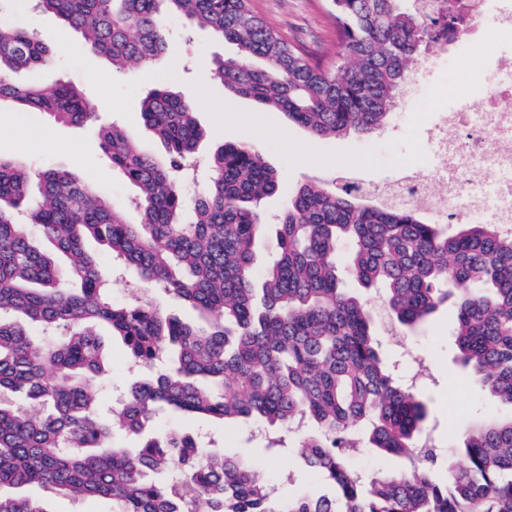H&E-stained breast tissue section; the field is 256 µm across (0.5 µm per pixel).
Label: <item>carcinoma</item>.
Wrapping results in <instances>:
<instances>
[{
    "label": "carcinoma",
    "mask_w": 512,
    "mask_h": 512,
    "mask_svg": "<svg viewBox=\"0 0 512 512\" xmlns=\"http://www.w3.org/2000/svg\"><path fill=\"white\" fill-rule=\"evenodd\" d=\"M332 3L334 61L284 39L251 0L33 7L59 16L119 69L161 62L169 17L209 28L240 49L212 69L226 105L249 98L324 139L375 134L435 31L413 0ZM51 63L50 46L0 11V109L94 121L97 104L73 82L15 80ZM141 117L165 143L167 163L115 126L100 130L101 151L133 188L131 219L66 169L0 156V393L33 402L26 409L0 400V512H49L4 492L26 485L97 498L106 512H512V233L479 223L450 233L419 210L310 180L288 194L276 251L258 272L260 203L281 191L276 170L244 143L219 146L186 222V182L202 137L194 103L161 86L143 99ZM89 238L204 322L167 316L151 301L113 299L109 274L83 248ZM342 240L351 243L343 271ZM367 288L381 291L380 313L411 331L453 303L455 361L509 413L461 433L448 428V454L439 455L424 437L427 403L396 381L381 354L378 312L359 294ZM96 322L143 369L110 419L94 387L103 371ZM32 324L49 340L33 335ZM170 411L294 433L311 423L315 431L299 437L296 451L336 496L278 498L253 463L176 428L146 435ZM117 426L138 446L115 444ZM365 447L404 464L366 480L347 464Z\"/></svg>",
    "instance_id": "cac0c4a2"
}]
</instances>
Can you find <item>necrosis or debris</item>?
I'll return each mask as SVG.
<instances>
[{"label":"necrosis or debris","instance_id":"1","mask_svg":"<svg viewBox=\"0 0 512 512\" xmlns=\"http://www.w3.org/2000/svg\"><path fill=\"white\" fill-rule=\"evenodd\" d=\"M433 29L449 18L459 27L441 37L449 80L459 87L443 101V123L431 131L430 175L397 185V202L419 207L435 219L465 212L470 221L512 226V0H417ZM484 45L482 61L469 54ZM468 129L466 140L449 137V127ZM446 185L434 198L431 181Z\"/></svg>","mask_w":512,"mask_h":512}]
</instances>
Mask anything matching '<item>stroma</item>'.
<instances>
[{
    "label": "stroma",
    "instance_id": "stroma-1",
    "mask_svg": "<svg viewBox=\"0 0 512 512\" xmlns=\"http://www.w3.org/2000/svg\"><path fill=\"white\" fill-rule=\"evenodd\" d=\"M256 12L286 39L299 40L314 51L335 55L337 51L329 0H253ZM170 44L164 65L157 69L132 64L113 69L104 58L88 51L55 52L51 67L32 72V80L51 84L71 80L99 104L98 121L73 126L50 121L46 116L25 112H0V155L20 157L35 168H63L77 179L90 182L103 197L122 201L130 194L123 177L99 148L100 127L116 125L131 135L148 154L164 158L163 146L145 127L141 101L154 88L167 85L180 92L195 87L209 72L215 56L233 57L235 45L218 40L210 30L184 34L180 19L168 20ZM440 102L429 93L412 88L399 109H416L410 129L387 124L369 137L351 134L321 140L305 128L287 122L282 113L264 109L252 100L240 98L224 104V88L208 82L195 99L194 118L205 136L197 147L198 157H208L219 145L244 142L251 145L277 170L283 191L261 205L265 223L276 221L285 203V191L308 179L330 183L337 175L352 172L376 187L406 176L408 170L425 171V131L431 126ZM91 253L100 266L112 269V295L116 300L149 294L159 308L184 320L198 315L186 304L152 290L136 271L113 259L111 251L95 246ZM454 311L441 307L433 319L417 331L389 329L379 324L382 349L403 381H417L429 399L428 428L440 445L448 443L449 427L465 428L472 421L502 408L492 402L453 361L452 328ZM105 403L118 400L138 371L125 355L120 340L104 336ZM165 426L187 431L206 441L218 442L227 454L244 456L267 470L280 494L309 493L333 495L334 489L322 476L308 472L297 455L294 438L283 448L268 447L264 432L249 423L222 425L202 417L167 416Z\"/></svg>",
    "mask_w": 512,
    "mask_h": 512
}]
</instances>
